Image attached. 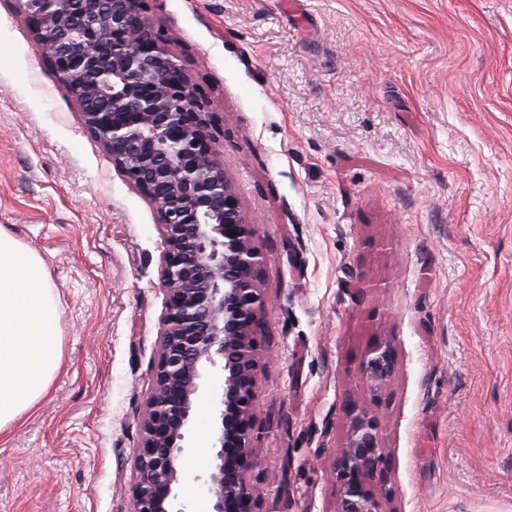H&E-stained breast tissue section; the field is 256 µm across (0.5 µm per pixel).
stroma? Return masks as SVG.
Instances as JSON below:
<instances>
[{
    "instance_id": "35a3bbf8",
    "label": "stroma",
    "mask_w": 512,
    "mask_h": 512,
    "mask_svg": "<svg viewBox=\"0 0 512 512\" xmlns=\"http://www.w3.org/2000/svg\"><path fill=\"white\" fill-rule=\"evenodd\" d=\"M205 91L261 288L258 512H334L348 366L389 341L383 512H512V0H147ZM0 229L43 260L63 367L0 436V512H130L163 238L0 0ZM201 402L182 499L204 512Z\"/></svg>"
}]
</instances>
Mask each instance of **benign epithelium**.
Listing matches in <instances>:
<instances>
[{"instance_id": "7a95c632", "label": "benign epithelium", "mask_w": 512, "mask_h": 512, "mask_svg": "<svg viewBox=\"0 0 512 512\" xmlns=\"http://www.w3.org/2000/svg\"><path fill=\"white\" fill-rule=\"evenodd\" d=\"M20 2L37 51L113 167L150 202L164 241L160 351L140 421L132 512H190L179 498L181 462L206 397L215 417L207 512H256L248 471L253 442L269 429L256 413L267 256L218 160L207 103L146 15V0ZM395 367L388 341L355 364L369 392ZM344 413L350 429L332 463L336 512H383L381 422L362 397Z\"/></svg>"}]
</instances>
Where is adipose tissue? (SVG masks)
Listing matches in <instances>:
<instances>
[{
  "instance_id": "ef3b65f1",
  "label": "adipose tissue",
  "mask_w": 512,
  "mask_h": 512,
  "mask_svg": "<svg viewBox=\"0 0 512 512\" xmlns=\"http://www.w3.org/2000/svg\"><path fill=\"white\" fill-rule=\"evenodd\" d=\"M59 313L41 257L0 232V434L34 409L62 365Z\"/></svg>"
}]
</instances>
